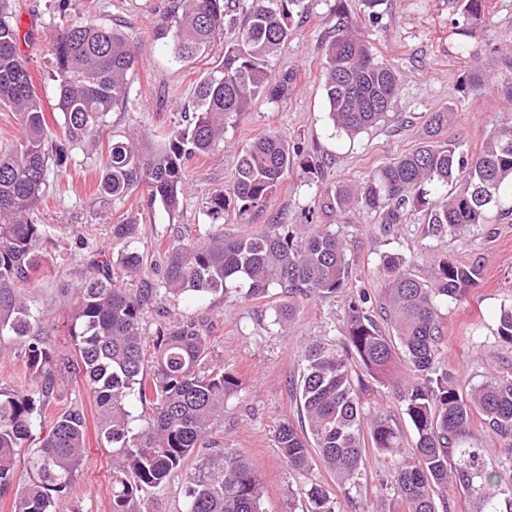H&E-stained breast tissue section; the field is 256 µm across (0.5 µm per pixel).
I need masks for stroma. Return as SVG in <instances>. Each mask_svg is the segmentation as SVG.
<instances>
[{
    "instance_id": "obj_1",
    "label": "stroma",
    "mask_w": 512,
    "mask_h": 512,
    "mask_svg": "<svg viewBox=\"0 0 512 512\" xmlns=\"http://www.w3.org/2000/svg\"><path fill=\"white\" fill-rule=\"evenodd\" d=\"M174 3L13 0L20 20V49L46 111H53L56 104L54 34L68 24L92 20L122 29L138 57L129 77V102L110 113L104 138L135 133L140 144L149 147L156 129L190 119L197 82L220 63L224 44L234 39L237 28L225 25L222 38L208 54L178 62L169 39L160 35L170 24ZM304 5L293 18L287 46L272 66L277 73H295L294 91L285 100H256L229 121L219 150L189 163L188 189L175 213L151 202L142 187L120 200L99 197L97 163L80 150L73 152L66 167L51 169L48 185L31 213L34 223L45 225L48 234L60 240L48 256L47 276L26 291L53 349L63 355L74 353L67 334L71 307L62 300L61 289L75 284L100 252L111 251L112 225L131 220L139 226L137 248L155 264L133 282L134 287L158 294L143 315L147 330H155L166 316L203 322L210 330L212 362L241 380L212 428L209 447L195 449L163 487L140 492L135 512H185V484L197 476L203 460L226 449L243 452L259 474L262 512H304L307 493L314 486L328 491L336 512H390L397 489L389 455L366 446L361 479L352 486L337 481L317 459L303 473L289 470L274 441L280 423L297 428L304 423L294 385L304 367L305 346L313 341L332 347L341 344L347 304L359 291L370 295V311L379 315L385 291L379 262L385 254L402 255L408 271L423 280L433 277L444 258L479 266L480 278L467 297L442 309L441 364L456 372L465 389L484 382L492 372L512 369V345L497 334L501 309L512 305V222L507 220L438 233L414 215L389 234L381 231L374 212L359 210L347 222L331 227L350 246L349 281L336 297L293 302L277 288L258 297L246 296L241 288L202 299L161 296L165 248L184 226L209 232L211 221L203 205L215 193L231 192L236 156L254 140L280 133L323 158L325 174L322 180L309 181L290 171L253 223H241L233 213L225 217L222 230L228 238L258 233L271 224L303 223L305 213L327 187L360 183L424 142V117L429 113L451 112L444 139L461 141L472 153L481 150L500 114H512V69L502 61L512 49V0H491L487 18L474 27L470 50L463 55L455 53L448 37L450 23L459 15L457 0H383L374 20L364 15L360 0H304ZM341 14L358 25L378 58L403 74L387 120L353 141L338 136L330 125L321 78L322 45L334 35ZM475 67L486 82L473 88L463 84L462 77ZM287 304L295 309L293 318L277 322V310ZM70 410L84 414L87 434L83 461L61 498L64 512H112V450L99 434L95 400L79 375L62 380L46 418L51 421Z\"/></svg>"
}]
</instances>
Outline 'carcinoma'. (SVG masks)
<instances>
[{"instance_id": "cac0c4a2", "label": "carcinoma", "mask_w": 512, "mask_h": 512, "mask_svg": "<svg viewBox=\"0 0 512 512\" xmlns=\"http://www.w3.org/2000/svg\"><path fill=\"white\" fill-rule=\"evenodd\" d=\"M462 20L451 36L458 53L468 52L471 26L489 14L487 0H459ZM303 0H251L238 38L224 46V60L197 85L196 105L186 126L164 130L157 146L145 150L132 138L110 139L97 171V193L122 199L140 187L151 202L174 212L187 185V165L224 143L229 117L260 97L288 98L296 77L272 76V59L291 36V20ZM172 53L187 61L208 52L224 30V0H179L174 11ZM56 109L61 134L48 142L49 117L34 89L20 49V22L12 0H0V103L12 108L20 136L0 150V342L24 350L38 379L36 390L0 386V492L15 491L14 512H60L62 493L84 454L86 422L68 411L47 424L44 409L59 376L80 374L100 412V432L119 449L112 470V512L129 505L144 488H160L192 451L204 443L224 414V401L240 380L209 363L210 334L185 317L156 326L153 341L143 327L148 299L112 276V261L94 260L79 283L63 289L71 303L69 335L76 359L49 346L23 288L39 277L46 245H55L42 224L29 219L46 186L50 167L67 164L73 151L99 146L111 112L128 102V76L137 64L128 37L118 28L92 20L71 24L53 38ZM323 89L328 119L341 136L353 139L388 117L398 95L401 73L372 53L367 40L343 17L324 44ZM449 113L427 117L429 140L379 169L359 185L326 189L320 205L326 218L353 210L379 214L383 229L403 223L407 211L423 214L438 230L462 231L473 224L512 218V118L497 120L474 156L454 140L439 142ZM307 179L322 177L324 162L277 132L244 149L235 163L233 191L216 193L206 215L216 223L233 210L249 223L260 215L292 168ZM276 224L274 230L226 238L214 231L204 238L186 232L165 249L163 287L169 294L204 297L230 288L261 295L279 288L290 296L327 299L345 288L348 243L314 223ZM112 249L117 267L134 279L148 257L135 247L138 224H114ZM387 277L385 310L391 332L367 315L366 292L348 304L339 350L318 341L305 348V368L295 390L307 424L299 433L279 425L277 447L296 472L308 469L310 449L343 483L357 485L363 461L362 424L371 390L353 377L356 360L372 378L392 384L416 433L406 447L400 427L383 414L372 415L373 447L394 458L397 512H438L436 497L452 481L472 501L471 512H499L497 498L512 512V477L488 468L491 448L468 443L475 413L512 447V372L502 371L463 391L439 362L443 319L440 308L464 298L480 276L475 265L438 262L429 281L416 278L395 253L381 257ZM497 335L512 344V308L501 310ZM152 344V371L144 369ZM402 359L407 377L394 376ZM151 408L146 426L134 431L131 397ZM39 446L30 454L26 475L18 471L34 432ZM186 512H261L260 479L248 458L226 450L209 459L184 488ZM308 512H335L329 493L309 490Z\"/></svg>"}]
</instances>
